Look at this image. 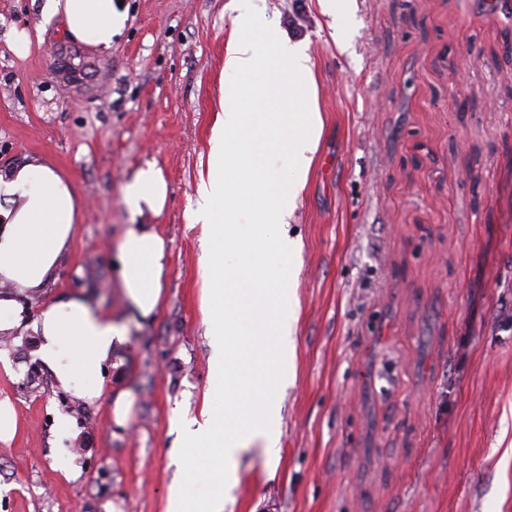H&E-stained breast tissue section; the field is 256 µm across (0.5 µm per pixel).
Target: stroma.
<instances>
[{"instance_id": "stroma-1", "label": "stroma", "mask_w": 512, "mask_h": 512, "mask_svg": "<svg viewBox=\"0 0 512 512\" xmlns=\"http://www.w3.org/2000/svg\"><path fill=\"white\" fill-rule=\"evenodd\" d=\"M111 53L70 41L43 0H0V167L40 155L84 202L37 315L83 292L120 312L113 258L133 215L122 186L156 161L165 303L127 315L131 349L106 391L78 399L33 350L0 342V512H164L174 420L208 387L198 231L185 212L218 109L228 0H122ZM308 39L325 119L319 161L289 226L303 242L295 383L279 463L243 456L232 512H512V0H355L340 51L318 0H267ZM40 32L27 57L14 31ZM94 64L79 89L59 45ZM77 422L60 434L56 415Z\"/></svg>"}]
</instances>
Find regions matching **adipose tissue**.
<instances>
[{
    "mask_svg": "<svg viewBox=\"0 0 512 512\" xmlns=\"http://www.w3.org/2000/svg\"><path fill=\"white\" fill-rule=\"evenodd\" d=\"M218 111L196 193L186 210L201 230V305L211 380L199 416L178 426L181 477L165 512H226L243 454L274 464L280 448L278 392L291 382L296 316L293 287L302 241L289 224L314 168L324 131L308 41L288 35L266 0H228ZM69 37L99 52L126 26L119 0H46ZM123 194L133 214H160L168 185L156 162L131 171ZM81 202L72 181L38 156L0 168V334L27 325L36 357L62 387L94 401L104 369L130 332L86 297L64 294L37 318L19 297L54 279L69 250ZM116 269L123 297L141 319L164 301L165 238L152 224L126 225Z\"/></svg>",
    "mask_w": 512,
    "mask_h": 512,
    "instance_id": "obj_1",
    "label": "adipose tissue"
}]
</instances>
